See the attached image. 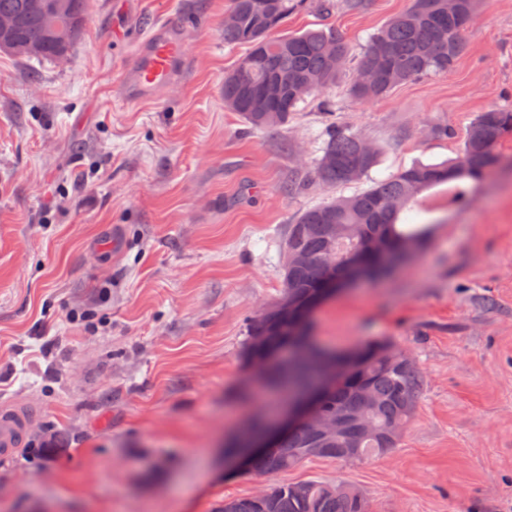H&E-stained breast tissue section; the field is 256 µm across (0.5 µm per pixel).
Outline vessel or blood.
I'll return each mask as SVG.
<instances>
[{
	"label": "vessel or blood",
	"mask_w": 512,
	"mask_h": 512,
	"mask_svg": "<svg viewBox=\"0 0 512 512\" xmlns=\"http://www.w3.org/2000/svg\"><path fill=\"white\" fill-rule=\"evenodd\" d=\"M189 62L186 26L181 20H160L145 30L123 72L120 95L125 103L158 100L185 73ZM32 409L0 405V459L15 458Z\"/></svg>",
	"instance_id": "obj_1"
}]
</instances>
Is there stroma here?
<instances>
[{
  "label": "stroma",
  "mask_w": 512,
  "mask_h": 512,
  "mask_svg": "<svg viewBox=\"0 0 512 512\" xmlns=\"http://www.w3.org/2000/svg\"><path fill=\"white\" fill-rule=\"evenodd\" d=\"M409 3L301 12L287 30L332 28L357 54ZM229 5L92 0L64 60L0 50V403L38 412L20 456L0 460V512H219L339 478L370 512H512V138L470 203L449 208L444 185L422 194V254L312 319L323 347L388 340L422 370L398 446L265 478L224 459L225 436L265 406L241 347L281 291L289 224L398 168L455 159L478 113L512 109V0H480L450 71L358 101L352 63L326 93L332 112L309 97L265 131L224 106L247 52L224 44ZM171 16L194 29L184 81L114 107L142 24ZM333 122L381 147L369 178H318Z\"/></svg>",
  "instance_id": "35a3bbf8"
}]
</instances>
